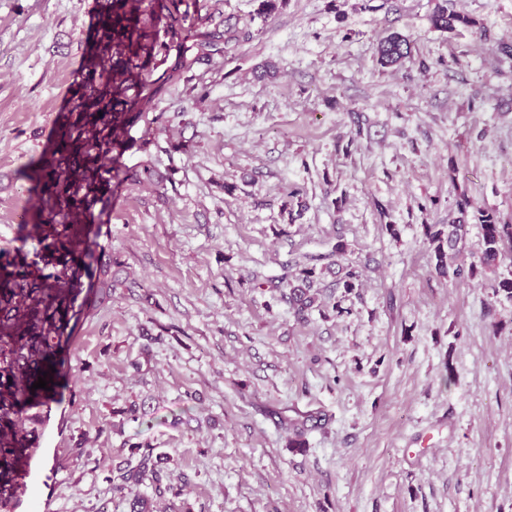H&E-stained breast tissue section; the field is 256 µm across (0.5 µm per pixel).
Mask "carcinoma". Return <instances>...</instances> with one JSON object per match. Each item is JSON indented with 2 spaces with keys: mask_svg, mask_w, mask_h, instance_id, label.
Returning a JSON list of instances; mask_svg holds the SVG:
<instances>
[{
  "mask_svg": "<svg viewBox=\"0 0 512 512\" xmlns=\"http://www.w3.org/2000/svg\"><path fill=\"white\" fill-rule=\"evenodd\" d=\"M105 8L108 21L87 44L85 74L73 106L61 115L51 145L22 171L31 183L38 221L20 225V246L0 249V268L7 271L0 284V512H15L36 425L43 421L42 410L57 402L70 374L60 355L70 337L69 324L80 314L75 304L83 279L106 274L104 252L97 250L87 217L99 203L106 211L101 189L119 176L114 161L124 152L135 119L132 106L142 100L145 89L143 57L166 60L172 50L157 36L142 42L141 15L128 8V0H110ZM430 21L442 31L471 24L442 4ZM411 53L409 40L397 33L380 44V60L387 66H403ZM468 206L462 201L461 217L446 227L426 229L435 269L456 279L474 275L459 260L468 232ZM473 217L483 233L480 263L493 271L505 243L512 242V224L498 223L485 210ZM28 244L30 252L25 250ZM316 277V266L295 264L288 288L300 312L314 302L309 292ZM41 376L49 389L32 388ZM117 471L114 489L127 493L129 512H155L156 498L178 495L168 458L152 448L133 452ZM143 486L151 492L140 491Z\"/></svg>",
  "mask_w": 512,
  "mask_h": 512,
  "instance_id": "obj_1",
  "label": "carcinoma"
}]
</instances>
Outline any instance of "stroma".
I'll use <instances>...</instances> for the list:
<instances>
[{
  "instance_id": "stroma-1",
  "label": "stroma",
  "mask_w": 512,
  "mask_h": 512,
  "mask_svg": "<svg viewBox=\"0 0 512 512\" xmlns=\"http://www.w3.org/2000/svg\"><path fill=\"white\" fill-rule=\"evenodd\" d=\"M260 3L168 19L192 48L147 65L94 221L112 296L78 297L17 512H127L112 476L138 447L170 454L184 512H512V299L492 288L512 253L458 283L425 237L465 199L512 224V0ZM440 3L474 26L433 28ZM103 4L0 0V248ZM309 259L320 299L300 315L288 276ZM411 53L409 40L397 33L390 34L380 44V60L387 66H403L411 58Z\"/></svg>"
}]
</instances>
